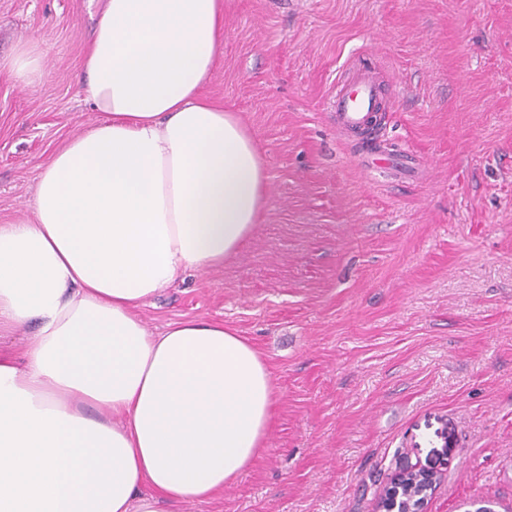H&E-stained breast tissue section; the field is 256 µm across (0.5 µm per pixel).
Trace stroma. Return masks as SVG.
<instances>
[{"instance_id":"1","label":"stroma","mask_w":512,"mask_h":512,"mask_svg":"<svg viewBox=\"0 0 512 512\" xmlns=\"http://www.w3.org/2000/svg\"><path fill=\"white\" fill-rule=\"evenodd\" d=\"M93 0H0V224L33 219L43 165L97 120L80 92ZM36 49L43 81L10 61ZM363 59L407 176H367L336 129ZM207 95L258 141L269 196L224 265L139 308L151 333L221 321L268 364L267 446L222 493L158 512H376L397 465L427 512H512V0H224Z\"/></svg>"}]
</instances>
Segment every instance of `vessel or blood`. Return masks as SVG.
<instances>
[{
	"label": "vessel or blood",
	"mask_w": 512,
	"mask_h": 512,
	"mask_svg": "<svg viewBox=\"0 0 512 512\" xmlns=\"http://www.w3.org/2000/svg\"><path fill=\"white\" fill-rule=\"evenodd\" d=\"M337 126L354 137L364 138L372 131L381 107V90L371 67L358 64L338 79L330 98Z\"/></svg>",
	"instance_id": "b4317fda"
}]
</instances>
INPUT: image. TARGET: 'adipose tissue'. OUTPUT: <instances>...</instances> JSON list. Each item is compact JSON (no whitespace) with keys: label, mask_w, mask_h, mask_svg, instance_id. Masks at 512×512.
<instances>
[{"label":"adipose tissue","mask_w":512,"mask_h":512,"mask_svg":"<svg viewBox=\"0 0 512 512\" xmlns=\"http://www.w3.org/2000/svg\"><path fill=\"white\" fill-rule=\"evenodd\" d=\"M223 44L224 0L96 2L80 86L99 119L44 166L33 220L0 225V330L37 326L0 355V512L204 501L266 446L260 351L137 313L236 255L267 201L257 141L204 93Z\"/></svg>","instance_id":"obj_1"}]
</instances>
